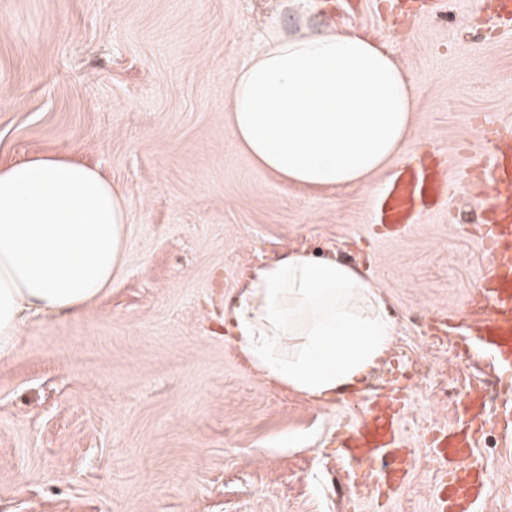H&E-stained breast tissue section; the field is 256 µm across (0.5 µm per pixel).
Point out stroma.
Instances as JSON below:
<instances>
[{"label": "stroma", "instance_id": "1", "mask_svg": "<svg viewBox=\"0 0 512 512\" xmlns=\"http://www.w3.org/2000/svg\"><path fill=\"white\" fill-rule=\"evenodd\" d=\"M314 13L285 0H0V164L76 152L122 196L124 263L83 310L32 319L0 358V512H437L433 450L499 372L429 319L472 320L487 260L465 181L478 121L512 125V32L494 42L481 0L389 28L376 0ZM351 26L411 76L403 161L446 162L444 202L389 239L354 185L308 191L233 139L224 99L274 27ZM368 274L395 324L361 386L320 404L270 381L225 310L254 268L288 251ZM398 376L414 450L405 488L354 491L334 439Z\"/></svg>", "mask_w": 512, "mask_h": 512}]
</instances>
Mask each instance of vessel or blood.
Segmentation results:
<instances>
[{
	"instance_id": "1",
	"label": "vessel or blood",
	"mask_w": 512,
	"mask_h": 512,
	"mask_svg": "<svg viewBox=\"0 0 512 512\" xmlns=\"http://www.w3.org/2000/svg\"><path fill=\"white\" fill-rule=\"evenodd\" d=\"M443 6L444 0H394L392 9L428 16ZM469 167L477 171L476 187L487 199L482 222L476 227L487 252V271L471 296L478 310L475 340L496 363L512 364V126L484 127L482 150L471 157ZM449 182V170L432 159L406 163L391 173L373 197V223L383 228L386 236L406 235L445 197ZM485 423L478 412L470 427L438 430L432 436L430 445L437 448L442 465L444 512H478L486 492V467L476 447ZM340 445L345 450V461L353 465V481L366 482L373 491L384 488L387 476L403 472L399 413L391 406H365L342 433Z\"/></svg>"
}]
</instances>
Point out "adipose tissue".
<instances>
[{"mask_svg":"<svg viewBox=\"0 0 512 512\" xmlns=\"http://www.w3.org/2000/svg\"><path fill=\"white\" fill-rule=\"evenodd\" d=\"M224 109L259 166L308 188L373 186L405 147L415 112L389 51L324 25L270 35L238 68ZM127 222L122 197L72 156L0 167V355L26 315L70 314L111 286ZM225 316L256 368L320 404L358 386L395 334L369 278L302 252L256 268Z\"/></svg>","mask_w":512,"mask_h":512,"instance_id":"1","label":"adipose tissue"}]
</instances>
